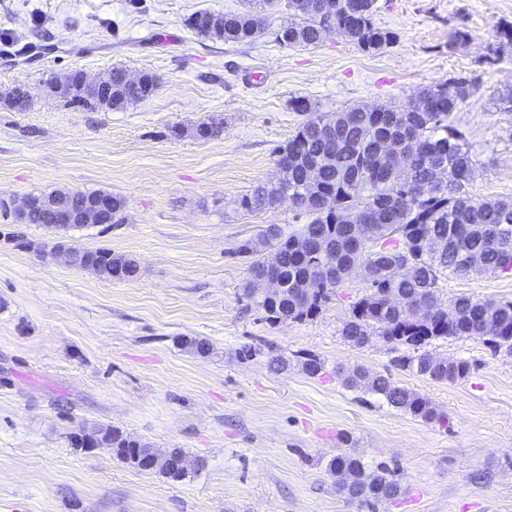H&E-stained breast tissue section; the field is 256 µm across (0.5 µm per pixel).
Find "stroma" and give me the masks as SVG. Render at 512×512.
Instances as JSON below:
<instances>
[{"label": "stroma", "instance_id": "stroma-1", "mask_svg": "<svg viewBox=\"0 0 512 512\" xmlns=\"http://www.w3.org/2000/svg\"><path fill=\"white\" fill-rule=\"evenodd\" d=\"M242 0H0V195L55 189L122 197L125 221L71 230L87 248L139 263L130 281L105 280L26 250L53 231L0 217V512H356L327 465L341 453L366 470L385 465L400 484L374 512H512V353L483 338H440L431 348L471 363L467 378L434 382L396 366L378 339L341 335L367 294L355 272L315 317L270 322L248 306L249 265L231 251L263 226L306 223L290 202L249 216L235 202L275 178L274 149L300 116L354 105L407 106L449 79L472 84L454 115L465 132L478 199L512 200V0H378L376 21L397 42L365 54L337 34L284 48L272 28L287 0L267 9L268 33L241 45L189 29L199 10ZM467 38L451 43L454 31ZM495 63H485L490 47ZM120 66L159 78L156 92L122 110L72 103L49 83L74 71ZM31 102L3 103L15 86ZM219 122L212 140L193 137ZM440 295L512 300V276L448 274ZM207 339L202 357L182 337ZM255 355L241 359V345ZM288 357L286 373L267 352ZM322 372L307 376L299 358ZM387 375L445 417L425 423L345 384L354 367ZM112 426L157 449L201 459L172 481L73 433Z\"/></svg>", "mask_w": 512, "mask_h": 512}]
</instances>
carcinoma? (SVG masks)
<instances>
[{
    "mask_svg": "<svg viewBox=\"0 0 512 512\" xmlns=\"http://www.w3.org/2000/svg\"><path fill=\"white\" fill-rule=\"evenodd\" d=\"M324 12H311L307 0H288L292 20L270 30L273 41L284 47H310L326 38L325 22L347 37L364 53L376 54L397 39L392 30L376 23L377 0H323ZM273 0H244V8L215 17L198 11L186 19L197 34L228 44L251 42V34L265 25L266 8ZM111 110H121L152 95L155 75L143 73V81L131 84L125 68L114 67ZM464 80L444 81L416 93L406 106L387 112H370L364 106L344 108L329 117L335 123L331 134L322 125L323 115L309 111V103L297 98L292 110L305 116L288 141L275 149L276 163L289 165L288 180L281 185L259 182L238 200V207L255 213L271 207L288 195L304 201L307 197H332L336 210L347 214L349 222L339 224L319 209H301L309 221L284 234L277 224L266 225L256 237L233 250L235 255L254 257L247 268L243 295L249 305L273 322L302 321L316 316L322 307L359 267L369 272L370 292L351 305L342 336L361 347L376 338L407 353L398 366L416 376L435 382H456L470 372V363L441 357L430 349L439 338L491 337L498 349L512 352V301L476 300L461 296L452 306L438 293V280L446 272L458 277L472 273V267L496 276H512V201L475 199L467 186L476 177L466 137L454 124L453 114L473 95ZM391 140L400 148L411 181L405 174L383 162L378 145ZM447 169L448 180L439 179ZM314 171V179L306 173ZM45 196L70 199L77 205L96 196L68 189ZM302 242L324 248L323 260L335 276L326 280L320 265L294 247ZM93 253L112 266V275L126 277L138 273L129 258L107 249ZM278 256L277 272L286 285L278 297H261L251 286L252 274ZM312 280L316 284L308 296L297 286ZM402 297L400 308L390 299ZM347 382L380 395L391 406L425 422H441L442 416L431 401L413 390L394 384L382 374L355 368ZM103 444L128 462L146 454L152 446L114 427L98 430ZM362 462L338 455L329 463L338 490L356 508H371L396 495L400 487L388 478L385 466L365 477Z\"/></svg>",
    "mask_w": 512,
    "mask_h": 512,
    "instance_id": "cac0c4a2",
    "label": "carcinoma"
}]
</instances>
